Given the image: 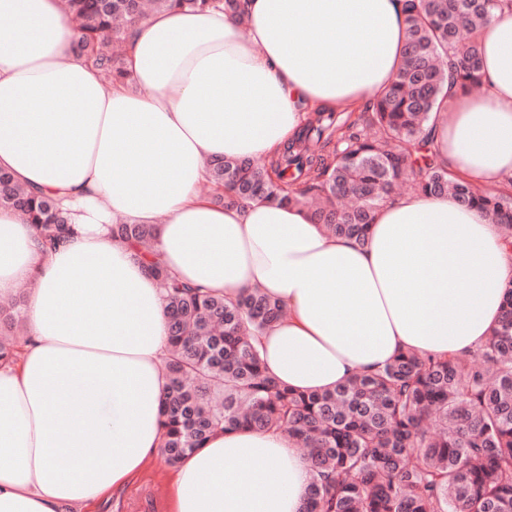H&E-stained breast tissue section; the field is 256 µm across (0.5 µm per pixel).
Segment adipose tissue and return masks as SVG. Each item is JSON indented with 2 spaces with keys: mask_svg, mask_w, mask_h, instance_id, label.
I'll list each match as a JSON object with an SVG mask.
<instances>
[{
  "mask_svg": "<svg viewBox=\"0 0 512 512\" xmlns=\"http://www.w3.org/2000/svg\"><path fill=\"white\" fill-rule=\"evenodd\" d=\"M404 0H247L150 12L126 82L74 52L62 0H0V167L59 200L74 231L46 249L0 208V299L31 285L29 340L0 367V512H91L160 452L167 301L123 222L155 229L163 265L236 299L261 287L287 315L259 339L288 386L331 390L398 351H478L512 282L499 224L449 196L380 204L365 245L289 205L220 207L216 157H272L320 106L378 99L403 60ZM484 83L447 72L449 111L423 135L449 172L512 193V0L480 30ZM68 468H61L60 460ZM312 473L287 432H216L170 476L172 512H297Z\"/></svg>",
  "mask_w": 512,
  "mask_h": 512,
  "instance_id": "obj_1",
  "label": "adipose tissue"
}]
</instances>
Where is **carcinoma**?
Instances as JSON below:
<instances>
[{
    "instance_id": "cac0c4a2",
    "label": "carcinoma",
    "mask_w": 512,
    "mask_h": 512,
    "mask_svg": "<svg viewBox=\"0 0 512 512\" xmlns=\"http://www.w3.org/2000/svg\"><path fill=\"white\" fill-rule=\"evenodd\" d=\"M76 51L114 80L121 48L148 11L216 3L244 20V0H63ZM495 0H405L406 47L389 88L360 112L318 108L282 154L209 164L213 201L295 204L334 235L365 243L374 212L397 186L479 206L512 240V196L454 177L424 153L423 126L443 99V56L463 88L482 83L477 32ZM0 208L13 209L54 247L73 233L69 212L0 169ZM112 238L150 257L153 228L114 224ZM167 300L163 461L174 467L217 431L284 430L314 475L300 512H512V283L498 326L468 361L398 352L382 369L334 390L279 382L256 346L286 312L260 288L232 302L170 275L151 257ZM24 299L0 306V333L16 331Z\"/></svg>"
}]
</instances>
